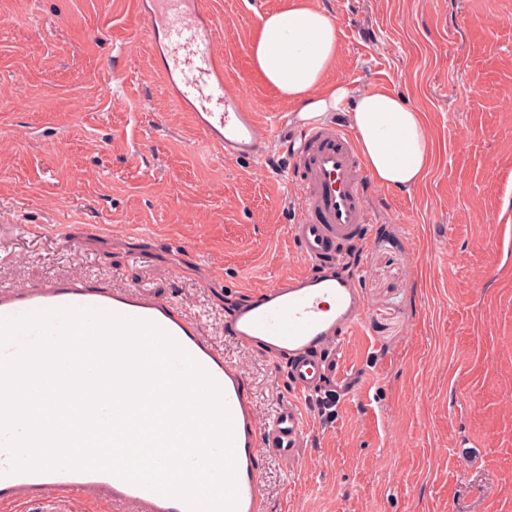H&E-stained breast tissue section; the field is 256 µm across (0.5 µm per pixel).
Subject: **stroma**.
Returning a JSON list of instances; mask_svg holds the SVG:
<instances>
[{"mask_svg":"<svg viewBox=\"0 0 512 512\" xmlns=\"http://www.w3.org/2000/svg\"><path fill=\"white\" fill-rule=\"evenodd\" d=\"M113 0H0V288L82 275L168 299L245 373L261 422L285 367L224 334L254 291L306 271L303 205L276 140L291 105L253 69L260 15L207 0L224 73L273 142L230 160L153 73ZM341 29L330 78L423 112L421 185L369 184L368 242L336 272L364 310L306 444L268 457L269 512H512V0H310Z\"/></svg>","mask_w":512,"mask_h":512,"instance_id":"1","label":"stroma"}]
</instances>
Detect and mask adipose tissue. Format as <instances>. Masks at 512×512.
Returning a JSON list of instances; mask_svg holds the SVG:
<instances>
[{"label": "adipose tissue", "instance_id": "obj_1", "mask_svg": "<svg viewBox=\"0 0 512 512\" xmlns=\"http://www.w3.org/2000/svg\"><path fill=\"white\" fill-rule=\"evenodd\" d=\"M258 28L252 65L295 105L296 120L307 125L345 113L375 183L409 190L424 181L433 150L422 112L389 90L329 79L341 30L328 12L292 0L286 10L261 15Z\"/></svg>", "mask_w": 512, "mask_h": 512}]
</instances>
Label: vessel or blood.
<instances>
[{"label": "vessel or blood", "mask_w": 512, "mask_h": 512, "mask_svg": "<svg viewBox=\"0 0 512 512\" xmlns=\"http://www.w3.org/2000/svg\"><path fill=\"white\" fill-rule=\"evenodd\" d=\"M145 21L155 72L166 92L191 114L204 145L225 157L255 159L265 151L254 112L224 74V53L203 0H131ZM292 160L288 173L303 197L288 234L309 273L257 292L237 308L225 331L238 345L288 363L290 397L274 418L261 422L244 372L199 325L167 300L138 288L96 286L69 276L41 288L0 290V319L63 309L104 310L152 322L169 334L219 386L229 411L235 458L236 512H268L262 461L294 458L302 446L306 412L303 397L336 378L331 348L338 336L361 322L360 293L351 279L331 273L344 248L365 233L361 160L345 125H308L284 142ZM11 451L0 441V512H30L33 504L92 491L137 512H188L183 501L98 470L17 472Z\"/></svg>", "instance_id": "b4317fda"}]
</instances>
